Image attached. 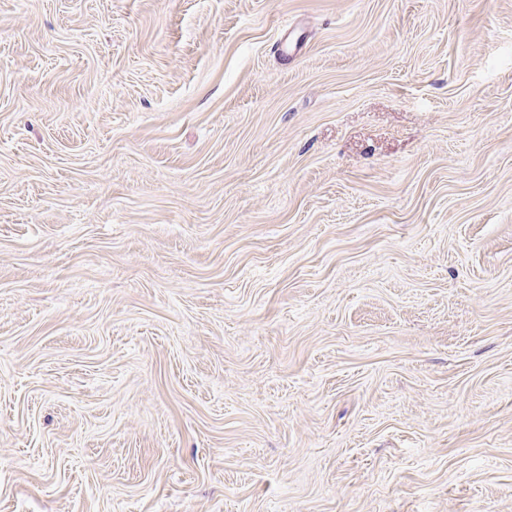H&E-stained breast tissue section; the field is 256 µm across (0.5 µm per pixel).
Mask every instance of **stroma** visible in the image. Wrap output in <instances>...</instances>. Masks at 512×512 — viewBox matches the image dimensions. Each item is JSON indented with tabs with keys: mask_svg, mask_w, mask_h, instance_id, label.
Here are the masks:
<instances>
[{
	"mask_svg": "<svg viewBox=\"0 0 512 512\" xmlns=\"http://www.w3.org/2000/svg\"><path fill=\"white\" fill-rule=\"evenodd\" d=\"M0 512H512V0H0Z\"/></svg>",
	"mask_w": 512,
	"mask_h": 512,
	"instance_id": "stroma-1",
	"label": "stroma"
}]
</instances>
